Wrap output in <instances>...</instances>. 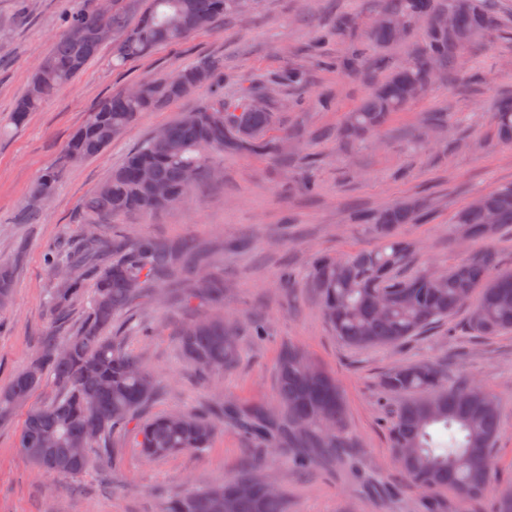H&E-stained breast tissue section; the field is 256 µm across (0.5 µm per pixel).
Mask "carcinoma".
<instances>
[{"instance_id":"1","label":"carcinoma","mask_w":512,"mask_h":512,"mask_svg":"<svg viewBox=\"0 0 512 512\" xmlns=\"http://www.w3.org/2000/svg\"><path fill=\"white\" fill-rule=\"evenodd\" d=\"M258 0H112V10L99 19L96 0H82L67 15L53 49L34 74L28 94L16 105L11 122L21 125L94 58L101 47L95 28L104 22L123 37L113 52L117 65L144 58L162 46L176 44L209 28L216 19L237 14ZM385 13L400 15L408 25L427 24L423 47L413 59L390 68L366 100L348 113L340 137L355 143L380 131L392 114L405 109L413 98L409 87L426 90L435 73L460 60L464 47L455 46L448 31L433 24L434 17L454 0H385ZM459 28L473 40L498 26L494 11L479 0L458 2ZM221 65L203 61L166 78L144 81L138 93H118L89 113L69 139L64 161L78 163L101 153L143 112L178 101L196 88L211 84ZM262 87L248 85L230 99L215 92L192 112H184L166 126L162 141L147 139L125 163L98 187L82 205V223L94 226L77 250L64 256L51 253L49 270L58 276L50 310L59 316L77 303H88L87 313L69 336L51 333L31 361L35 371L24 368L0 391V416L8 415L15 400H26L44 385L55 395L45 405L29 408L16 441L17 452L38 469L67 478L84 475L117 453L112 437L124 434L132 422L134 444L149 458H163L211 447L222 418L234 423L243 435L266 448H350L343 433L344 403L335 380L315 368L297 348L279 356L277 401L280 417L266 416V405L206 406L182 420L158 415L139 420L159 391H150L141 378L149 374L109 335L114 320L130 307L158 295H169L166 281L178 267L207 265L206 257L191 243H166L139 236L124 243H110L100 229L104 218L149 214L182 202L192 185L185 174L212 176L217 160L226 154L265 153L278 156L281 147L269 138L276 126L272 107L252 109ZM499 141L512 145V99L501 98L494 110ZM152 173L163 187L156 194L141 178ZM60 177L56 167L40 175L35 194L51 195ZM495 213L486 223L485 211L467 206L453 223L463 227L473 241L493 237L512 228V183L483 194ZM427 216L419 202L396 204L363 216L378 243L345 258L316 254L310 261L309 287L317 293L323 314L337 338L356 350L393 346L472 304L469 330L474 336L512 332V271L498 269L494 250L478 248L462 262L441 273L399 275L412 251L401 235L406 224ZM210 305H224V281L211 276L200 288L188 291ZM184 359L203 373L233 367L238 358L241 331L212 316L190 322L179 331ZM384 390L398 399L389 428V443L399 468L418 490L435 494L456 493L463 504L481 500L491 477V451L501 429L499 403L469 379L454 384L431 361L405 363L382 375ZM99 422L93 440L83 437L88 419ZM85 448L82 461L58 467L69 448ZM251 473L222 484L170 498L165 512H211L214 493L224 495V512H283L279 489H258L249 495L233 492Z\"/></svg>"}]
</instances>
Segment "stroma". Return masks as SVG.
<instances>
[{"label": "stroma", "mask_w": 512, "mask_h": 512, "mask_svg": "<svg viewBox=\"0 0 512 512\" xmlns=\"http://www.w3.org/2000/svg\"><path fill=\"white\" fill-rule=\"evenodd\" d=\"M78 2L0 0V264L13 272L12 300L0 309V389L28 365L48 328L65 336L85 316V306L78 304L64 323L49 319L57 279L44 265L47 252L81 236V201L155 130L210 98L211 90L204 86L142 113L100 155L64 170L37 223H20L18 215L31 203L40 173L58 162L100 100L141 81L217 60L225 96L236 94L245 79H258L269 89L278 116L273 136L288 162L263 154L225 156L220 180L193 186L180 204L102 225L108 237L147 235L208 248L207 272L224 280L220 309L163 297L129 309L124 321L147 323L154 333L124 336V347L160 382L148 408L152 416L225 401L273 404L278 357L284 347H297L335 378L345 429L355 445L316 449L314 464L303 470L292 461L293 449L256 447L230 423L221 426L211 448L162 459L141 455L126 434L118 439L121 453L110 470L62 478L18 454L16 437L27 413L22 405L0 423V512H164L172 494L218 485L252 468L285 494L288 512H490L492 497L512 487V333L471 335L470 311L464 308L407 344L353 350L336 338L306 283L314 254L344 257L376 245L361 217L397 202L423 198L430 204L426 223L403 229L415 247L409 272L453 266L475 249L452 217L476 195L512 183V146L499 143L492 120L498 97L512 93V0H493L503 25L465 47L461 68L448 70L380 133L354 145L337 132L347 113L386 76L374 57L407 61L425 32L419 23L405 41L374 45L371 25L380 0H259L249 12L121 67L113 66L112 45L104 43L75 79L31 113L24 126L14 127L10 119L17 102L61 34L65 13ZM341 16L354 24L343 40H329L325 51L340 58L344 47L363 48L364 69L358 75L319 67L308 51ZM288 67L301 68L306 83H276V74ZM327 93L334 105L325 110L319 100ZM433 112L447 113V126H426ZM307 178L317 184L315 195L301 189ZM287 266L296 274L292 288L281 280ZM216 314L241 329L253 316H262L265 334L259 340L243 337L236 365L205 375L182 358L178 331L189 320ZM427 360L442 364L449 380L463 375L479 383L499 403L502 428L492 450L489 497L465 510L452 493L428 496L412 487L389 448L395 402L380 378L399 364Z\"/></svg>", "instance_id": "obj_1"}]
</instances>
